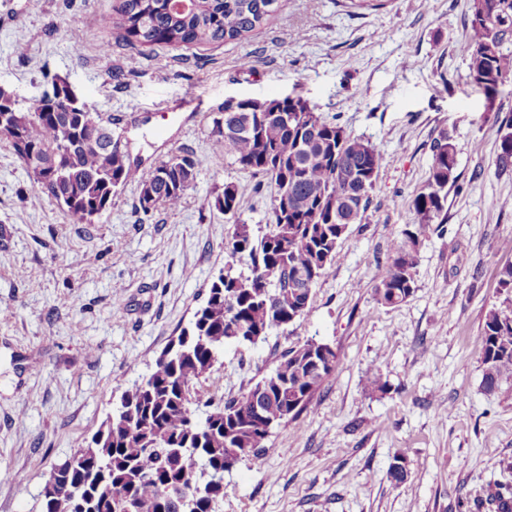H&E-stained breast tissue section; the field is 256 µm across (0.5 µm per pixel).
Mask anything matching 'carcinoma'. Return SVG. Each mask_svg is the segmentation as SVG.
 Listing matches in <instances>:
<instances>
[{
	"label": "carcinoma",
	"instance_id": "carcinoma-1",
	"mask_svg": "<svg viewBox=\"0 0 512 512\" xmlns=\"http://www.w3.org/2000/svg\"><path fill=\"white\" fill-rule=\"evenodd\" d=\"M279 0H118L108 24L124 31L127 45L202 46L237 41L264 28ZM468 35L462 50L469 69L488 94L512 73V0H470ZM102 125L87 103L56 112L51 100L23 102L0 97V138L7 141L34 185L78 223L93 224L112 206L119 188L134 183L138 204L148 213L181 206L202 165L180 152L141 170L122 137L112 145L89 134ZM215 149L239 170L273 187L269 224L260 236L251 225L234 224L228 248L249 258L251 275L220 272L203 303L156 358L150 374L120 398L101 428L69 459L54 467L42 498L43 512H213L223 494L200 488L224 479L235 452L263 459L256 413L271 425L294 418L334 371L336 352L308 341L288 350L274 373L202 416L196 386L226 344L254 345L277 327L306 314L313 290L294 287V273H307L311 286L339 257L349 227L361 221L384 156L377 146L327 121L300 96L244 100L236 112L213 119ZM498 166L512 169V119L498 127ZM432 162L413 200L416 222L387 253L374 287L377 303L397 306L415 291L421 236L445 210L454 180L457 148L442 131L431 145ZM242 195L233 183L215 198V207L236 215ZM482 385L487 392L512 376V263L498 273V300L485 317L480 336ZM390 478H407L406 454H393ZM474 512H512V487L493 483L473 501Z\"/></svg>",
	"mask_w": 512,
	"mask_h": 512
}]
</instances>
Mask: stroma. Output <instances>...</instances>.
Instances as JSON below:
<instances>
[{"instance_id":"1","label":"stroma","mask_w":512,"mask_h":512,"mask_svg":"<svg viewBox=\"0 0 512 512\" xmlns=\"http://www.w3.org/2000/svg\"><path fill=\"white\" fill-rule=\"evenodd\" d=\"M349 2L282 0L239 42L132 48L117 28L86 23L116 0H0L1 85L29 102L66 80L142 168L182 151L203 160L179 209L143 213L129 184L98 221L79 224L0 140V470L20 476L0 480V512H42L52 469L149 374L219 272L250 275L227 242L238 219L264 232L272 189L212 147L229 98L301 96L385 163L309 312L257 344L225 346L197 385L204 414L292 347L314 340L339 356L306 408L272 429L262 463L225 473L215 512H468L488 483L512 485V382L485 391L480 363L498 271L512 262V170L496 166L512 75L491 99L475 83L461 51L469 0ZM442 131L457 147L447 214L425 230L413 296L378 304L374 284L415 221ZM229 182L243 194L235 218L214 206ZM374 370L387 393L368 385ZM398 448L408 477L396 486Z\"/></svg>"}]
</instances>
